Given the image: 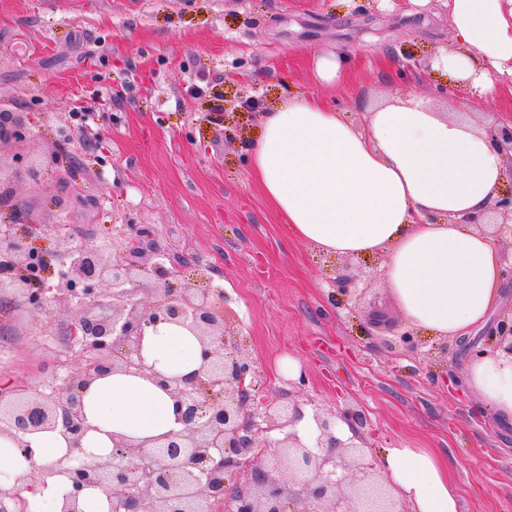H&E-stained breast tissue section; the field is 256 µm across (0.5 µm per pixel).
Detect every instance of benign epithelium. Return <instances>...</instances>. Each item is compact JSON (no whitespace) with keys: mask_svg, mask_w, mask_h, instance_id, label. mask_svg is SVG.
Here are the masks:
<instances>
[{"mask_svg":"<svg viewBox=\"0 0 512 512\" xmlns=\"http://www.w3.org/2000/svg\"><path fill=\"white\" fill-rule=\"evenodd\" d=\"M27 128L20 112L0 113V147L22 137ZM486 133L512 162V122L493 124ZM462 222L490 228L496 243L512 246V193L497 198L486 217L466 216ZM126 241L129 255L111 253L98 245H75L57 237L55 251L40 246L42 228L15 220L0 234V309L19 302L38 313L52 296L67 304L70 318L58 338L60 353L51 379L36 385L13 383L0 393V435L16 440L29 459L33 449L22 435L62 425L70 446L83 449L87 432L81 392L91 380L109 372L144 376L174 400L184 428L153 439L120 437L110 457L87 453L69 469L72 490L60 512H82L79 495L87 487L100 489L113 512H401L388 484L367 460L359 428L366 420L357 411L313 412L319 434L316 444H304L295 430L302 411L291 402L272 397L261 413L249 410L256 398L258 371L235 348L228 318L213 296L194 284L179 282L178 270L163 263L140 262L146 252L158 256L148 228L132 226ZM61 260L58 280L48 283L50 257ZM337 295L350 301L353 278L335 271ZM168 322L188 329L202 345V366L187 377H167L144 364V327ZM445 362L448 342L423 350L420 331L409 326L386 340ZM460 349L470 355L500 353L512 359V307L504 308L489 326ZM78 364H73V361ZM354 424L352 436L336 435V418ZM277 429L283 437L272 444L270 462L251 455L260 434ZM243 476L245 485L226 492L225 476ZM30 472L13 484H0V512L19 501L17 486L34 483Z\"/></svg>","mask_w":512,"mask_h":512,"instance_id":"7a95c632","label":"benign epithelium"}]
</instances>
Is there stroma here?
Listing matches in <instances>:
<instances>
[{"label": "stroma", "instance_id": "1", "mask_svg": "<svg viewBox=\"0 0 512 512\" xmlns=\"http://www.w3.org/2000/svg\"><path fill=\"white\" fill-rule=\"evenodd\" d=\"M454 48L447 0L409 15L382 0H0V110L30 116L4 156L40 162L39 181L10 188L46 225L45 248L59 225L117 252L129 225L150 227L168 262L212 268L209 287L224 295L262 395L306 414L360 411L368 458L430 449L450 463L461 512H512V423L460 386L463 357L432 365L387 347V329L365 336L363 314L335 299L341 258L291 237L248 173L261 113L293 96L319 94L357 125L395 98L480 129L512 121V82L480 93L433 69ZM327 52L347 62L323 83L315 61ZM411 58L417 71L405 67ZM351 264L392 324L405 322L383 256ZM68 319L54 303L1 321L13 374L48 379ZM289 356L302 387L280 370Z\"/></svg>", "mask_w": 512, "mask_h": 512}]
</instances>
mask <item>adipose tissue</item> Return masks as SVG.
<instances>
[{"instance_id": "adipose-tissue-1", "label": "adipose tissue", "mask_w": 512, "mask_h": 512, "mask_svg": "<svg viewBox=\"0 0 512 512\" xmlns=\"http://www.w3.org/2000/svg\"><path fill=\"white\" fill-rule=\"evenodd\" d=\"M457 50L436 65L482 84L487 69L512 76V8L504 0H448ZM357 130L311 96L265 112L250 152V174L298 239L342 257L384 253L386 279L407 320L430 336L468 339L499 300L500 255L463 215L484 212L498 195L504 160L489 137L461 119L402 100L366 115ZM145 364L186 377L202 366L197 336L184 327H145ZM466 386L502 420H512V362L469 359ZM84 448L107 458L117 437L150 439L180 430L170 395L136 374L111 372L82 392ZM24 458L0 436V481L41 466L54 472L22 489L36 512H59L77 452L61 429L26 437ZM380 467L412 512H459L448 463L422 448H389Z\"/></svg>"}]
</instances>
